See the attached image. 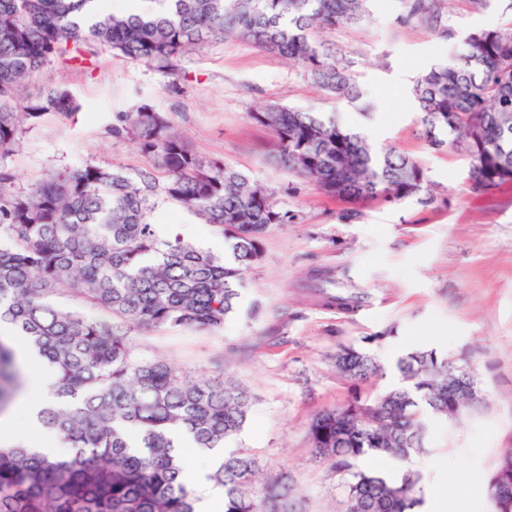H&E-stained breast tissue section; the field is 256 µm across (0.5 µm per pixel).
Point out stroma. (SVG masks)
Instances as JSON below:
<instances>
[{
    "label": "stroma",
    "instance_id": "1",
    "mask_svg": "<svg viewBox=\"0 0 512 512\" xmlns=\"http://www.w3.org/2000/svg\"><path fill=\"white\" fill-rule=\"evenodd\" d=\"M403 11L404 0H370L360 21L316 34L352 61L369 114L235 37L192 48L174 79L100 47L85 64L54 60L23 81L20 100L39 97L50 79L80 109L70 119L48 115L27 125L0 164L19 190L45 173L85 165L138 172L147 160L110 127L115 114L147 105L171 116L193 153L274 191L289 220L268 227L262 258L245 274L223 328L131 337L143 357L205 374L221 368L247 388L248 419L227 447L254 455L265 473L288 472L301 512L346 509L344 476L310 452L312 415L353 393L373 397L395 386L397 360L416 350H435L464 368L484 401L454 421L427 416L426 450L409 460L424 475L425 499L441 492L450 512H492L486 481L512 448V181L473 191L470 157L428 145L411 94L419 74L462 51V37L498 26L502 5L444 0L443 19L458 35L450 44L425 25L399 23ZM270 103L338 113L375 151L415 158L433 184V203L354 205L277 166L274 132L248 117ZM149 221L161 239L178 236L217 257L229 254L219 232L164 196L155 197ZM330 295L352 298L356 310L326 306ZM341 346L373 355L382 376L357 386L342 377L333 361Z\"/></svg>",
    "mask_w": 512,
    "mask_h": 512
}]
</instances>
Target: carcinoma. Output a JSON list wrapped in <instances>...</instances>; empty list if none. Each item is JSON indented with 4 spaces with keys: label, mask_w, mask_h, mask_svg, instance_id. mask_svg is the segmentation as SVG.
<instances>
[{
    "label": "carcinoma",
    "mask_w": 512,
    "mask_h": 512,
    "mask_svg": "<svg viewBox=\"0 0 512 512\" xmlns=\"http://www.w3.org/2000/svg\"><path fill=\"white\" fill-rule=\"evenodd\" d=\"M101 0H0V159L20 140L23 124L48 114L69 119L78 104L48 82L16 109L27 78L53 59H84L95 45L177 75L191 47L235 36L299 66L338 100L362 98L350 63L312 38L316 29L353 24L368 0H155L158 8L128 14L96 11ZM441 0H408L399 22L416 20L448 40ZM464 54L424 71L412 94L429 144L463 150L472 160L473 189L512 180V23L471 32ZM249 117L271 127L274 161L350 203L381 198L432 199L431 181L412 157L374 152L333 115L268 104ZM112 136L135 140L150 165L131 176L122 167L86 166L46 174L25 191L0 169V324L37 350L56 371L39 413L63 448L53 457L22 444L0 446V512H197L184 480L179 440L224 447L243 428L251 399L219 371L202 376L162 359L138 356L130 333L142 328L217 330L233 311L244 274L262 257L271 224H285L275 192L218 160L192 153L165 112L147 106L121 113ZM162 193L224 236V262L179 237L160 241L148 217ZM78 298L81 309L53 300ZM13 340L0 336V414L22 391L25 372ZM336 369L355 382L382 373L367 353L344 347ZM402 385L373 398L353 395L317 411L309 425L313 456L347 476L350 512H418L422 476L363 470L365 456L406 461L423 449L429 412L448 420L463 406L448 391L454 366L433 350L397 363ZM257 459L230 452L208 474L223 490L224 512H297L288 473L252 486ZM488 483L510 488L493 501L512 512V448Z\"/></svg>",
    "instance_id": "carcinoma-1"
}]
</instances>
